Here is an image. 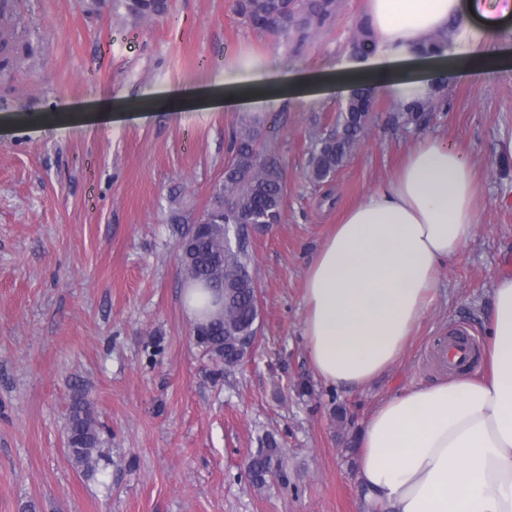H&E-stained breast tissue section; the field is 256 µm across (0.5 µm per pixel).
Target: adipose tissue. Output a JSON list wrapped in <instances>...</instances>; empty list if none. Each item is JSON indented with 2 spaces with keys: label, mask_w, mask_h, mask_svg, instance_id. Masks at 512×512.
Segmentation results:
<instances>
[{
  "label": "adipose tissue",
  "mask_w": 512,
  "mask_h": 512,
  "mask_svg": "<svg viewBox=\"0 0 512 512\" xmlns=\"http://www.w3.org/2000/svg\"><path fill=\"white\" fill-rule=\"evenodd\" d=\"M512 0H369L374 55L338 67V84L403 97L419 67L433 82L492 75L507 57L495 37ZM466 56L419 59L449 22ZM477 185L461 153L422 137L384 188L349 208L310 260L302 337L315 373L361 388L402 359L439 272L476 226ZM366 512H512V271L497 276L475 372L381 400L357 441Z\"/></svg>",
  "instance_id": "adipose-tissue-1"
}]
</instances>
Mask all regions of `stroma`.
<instances>
[{
  "label": "stroma",
  "mask_w": 512,
  "mask_h": 512,
  "mask_svg": "<svg viewBox=\"0 0 512 512\" xmlns=\"http://www.w3.org/2000/svg\"><path fill=\"white\" fill-rule=\"evenodd\" d=\"M13 0L0 36V512H363L355 438L379 400L448 373V333L480 338L499 270L512 266V69L431 88L417 120L376 96L345 165L309 178L314 135L351 94L333 84L368 0H336L309 35L253 29L236 0ZM279 89L278 107L245 92ZM267 123L284 182L279 224L248 229L258 338L231 370L198 346L182 310V225L212 207L232 136ZM460 150L479 186L465 252L440 272L402 360L368 388L326 386L301 336L305 267L344 212L387 184L410 147ZM86 399L102 432L77 468L66 426ZM274 436L287 480L247 464Z\"/></svg>",
  "instance_id": "1"
}]
</instances>
